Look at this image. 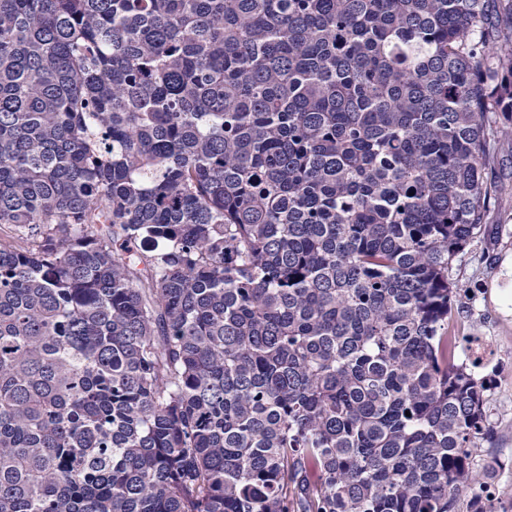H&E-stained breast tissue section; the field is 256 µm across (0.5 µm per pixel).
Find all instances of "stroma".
Instances as JSON below:
<instances>
[{"label":"stroma","mask_w":512,"mask_h":512,"mask_svg":"<svg viewBox=\"0 0 512 512\" xmlns=\"http://www.w3.org/2000/svg\"><path fill=\"white\" fill-rule=\"evenodd\" d=\"M502 187L485 230L454 259L448 279L460 295L455 305L454 336H481L496 352L487 367L493 384L486 399L491 439L473 453V467H492L497 512H512V141L492 173Z\"/></svg>","instance_id":"obj_1"}]
</instances>
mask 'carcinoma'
<instances>
[{
  "label": "carcinoma",
  "mask_w": 512,
  "mask_h": 512,
  "mask_svg": "<svg viewBox=\"0 0 512 512\" xmlns=\"http://www.w3.org/2000/svg\"><path fill=\"white\" fill-rule=\"evenodd\" d=\"M505 140L512 0H0V512H496ZM502 156L492 173L503 188L498 206L488 216L486 230L454 259L448 279L460 292L452 321V336L459 340L456 361L464 359L462 336L484 337L496 352V360L483 370L493 379L486 407L494 433L475 449L473 468H496L490 483L497 512H512V141L503 146ZM488 342L479 337L467 345L480 365L494 355Z\"/></svg>",
  "instance_id": "cac0c4a2"
}]
</instances>
